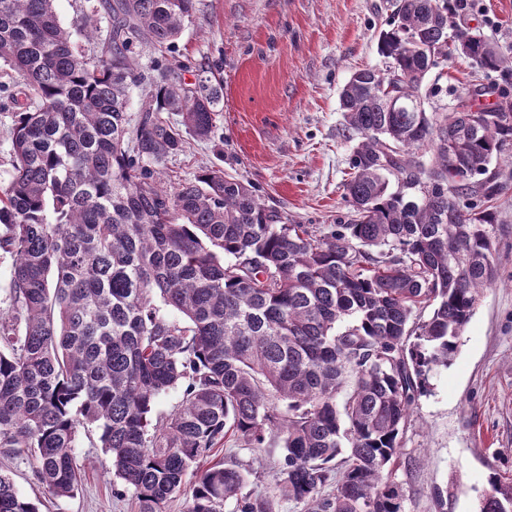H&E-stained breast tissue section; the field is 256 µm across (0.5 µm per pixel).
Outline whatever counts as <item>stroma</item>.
<instances>
[{
	"label": "stroma",
	"mask_w": 512,
	"mask_h": 512,
	"mask_svg": "<svg viewBox=\"0 0 512 512\" xmlns=\"http://www.w3.org/2000/svg\"><path fill=\"white\" fill-rule=\"evenodd\" d=\"M384 0H198L173 48L145 49L143 62L187 64L186 82L220 71L224 107L216 138L189 137L184 153L160 166L174 189L202 169L220 167L254 187L292 224L329 225L350 211L343 184L355 141L342 133L339 94L351 73L384 67L378 34ZM458 23L512 50V0H465ZM504 184L491 210L497 281L486 289L453 361L432 371L413 409L395 478L406 512H434L433 491L450 512H474L492 474L512 478V143L492 163ZM281 443L216 449L234 456L246 488L267 496L272 512H303L276 487ZM81 482L74 496L47 501L26 457L1 461L21 495L41 512H137L100 445L80 438Z\"/></svg>",
	"instance_id": "1"
}]
</instances>
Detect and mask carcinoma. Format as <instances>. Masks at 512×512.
<instances>
[{"label": "carcinoma", "instance_id": "1", "mask_svg": "<svg viewBox=\"0 0 512 512\" xmlns=\"http://www.w3.org/2000/svg\"><path fill=\"white\" fill-rule=\"evenodd\" d=\"M196 2L101 0L80 36L101 13L110 30L88 57L55 0H0V65L17 77L0 187V453L25 454L50 495L70 497L79 436L96 430L138 512H163L188 484L187 512H270L236 458L204 462L274 432L278 490L305 512H404L394 470L413 406L497 276L492 213L461 200L496 199L489 165L512 136L498 121L512 81L439 79L454 54L512 75V54L457 24L452 0H386V66L355 70L340 93L343 134L358 138L350 214L288 224L220 168L161 186L185 134H214L224 83L144 67L136 46H174ZM432 97L450 103L429 112ZM175 387L177 411L156 412ZM487 484L477 512H512V479ZM0 512H39L2 468Z\"/></svg>", "mask_w": 512, "mask_h": 512}]
</instances>
